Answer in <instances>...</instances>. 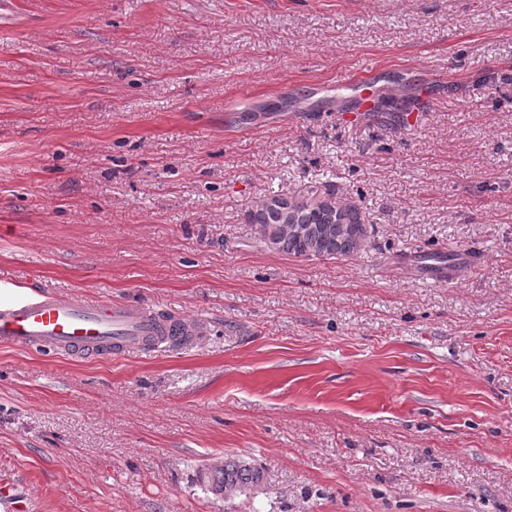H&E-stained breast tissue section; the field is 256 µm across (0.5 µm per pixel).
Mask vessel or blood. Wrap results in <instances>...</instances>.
<instances>
[{"label":"vessel or blood","mask_w":512,"mask_h":512,"mask_svg":"<svg viewBox=\"0 0 512 512\" xmlns=\"http://www.w3.org/2000/svg\"><path fill=\"white\" fill-rule=\"evenodd\" d=\"M381 80L368 69L342 75L338 85L370 102ZM197 330L183 317L165 320L135 302L70 297L40 289L9 296L0 293V342L45 356L91 353L106 359L133 349L166 351L187 344Z\"/></svg>","instance_id":"vessel-or-blood-1"}]
</instances>
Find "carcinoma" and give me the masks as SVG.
Returning <instances> with one entry per match:
<instances>
[{"mask_svg": "<svg viewBox=\"0 0 512 512\" xmlns=\"http://www.w3.org/2000/svg\"><path fill=\"white\" fill-rule=\"evenodd\" d=\"M330 204L295 206L288 217L265 203L249 211L247 222L256 227L258 241L285 255L327 260L358 257L363 250L350 228L362 230L363 211L359 204L345 203L332 192L326 193ZM293 224L304 226L307 233L299 236L288 231ZM264 485L263 472L242 457L228 458L224 464L201 474L204 490L217 494L230 488L239 495H253Z\"/></svg>", "mask_w": 512, "mask_h": 512, "instance_id": "cac0c4a2", "label": "carcinoma"}]
</instances>
